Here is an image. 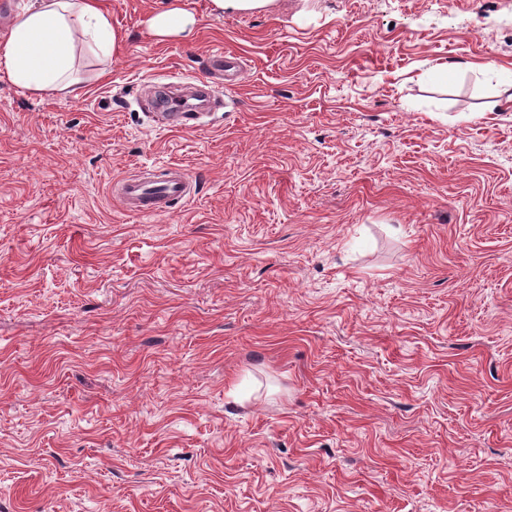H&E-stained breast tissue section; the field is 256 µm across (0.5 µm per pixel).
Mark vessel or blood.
I'll return each instance as SVG.
<instances>
[{"instance_id":"vessel-or-blood-1","label":"vessel or blood","mask_w":512,"mask_h":512,"mask_svg":"<svg viewBox=\"0 0 512 512\" xmlns=\"http://www.w3.org/2000/svg\"><path fill=\"white\" fill-rule=\"evenodd\" d=\"M196 175L176 166L166 172L146 176L134 174L117 183L116 195L130 212L142 216L168 213L173 204L188 202Z\"/></svg>"}]
</instances>
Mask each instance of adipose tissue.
<instances>
[{
    "label": "adipose tissue",
    "mask_w": 512,
    "mask_h": 512,
    "mask_svg": "<svg viewBox=\"0 0 512 512\" xmlns=\"http://www.w3.org/2000/svg\"><path fill=\"white\" fill-rule=\"evenodd\" d=\"M110 62L121 41L101 0H30L0 43V71L33 93H74L77 42Z\"/></svg>",
    "instance_id": "1"
}]
</instances>
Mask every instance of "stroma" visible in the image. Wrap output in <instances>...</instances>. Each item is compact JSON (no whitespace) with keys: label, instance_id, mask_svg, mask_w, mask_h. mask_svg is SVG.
Masks as SVG:
<instances>
[{"label":"stroma","instance_id":"1","mask_svg":"<svg viewBox=\"0 0 512 512\" xmlns=\"http://www.w3.org/2000/svg\"><path fill=\"white\" fill-rule=\"evenodd\" d=\"M209 2L107 0L78 96L0 74V512H512V0ZM212 12L215 14H224V11H237L242 13H251L261 11L273 0H210ZM149 28L158 37L190 35L197 24L195 14L181 6H172L152 15ZM197 176L176 166L166 172L146 176L134 174L117 183L116 195L130 212L142 216L168 213L173 203H186L191 199V188Z\"/></svg>","mask_w":512,"mask_h":512}]
</instances>
